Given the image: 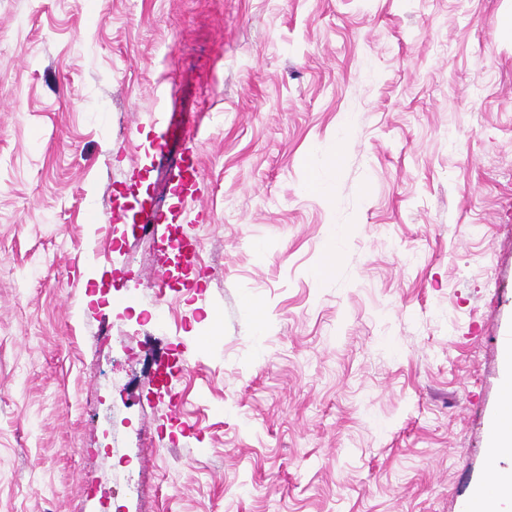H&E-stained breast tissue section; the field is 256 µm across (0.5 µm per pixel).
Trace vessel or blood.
I'll list each match as a JSON object with an SVG mask.
<instances>
[{"instance_id": "vessel-or-blood-1", "label": "vessel or blood", "mask_w": 512, "mask_h": 512, "mask_svg": "<svg viewBox=\"0 0 512 512\" xmlns=\"http://www.w3.org/2000/svg\"><path fill=\"white\" fill-rule=\"evenodd\" d=\"M173 179L178 184L180 199L176 206L168 211L158 212L150 206L141 209V222L144 231L151 233L158 244L160 254H167L171 249H180L186 263H194L199 249L197 238L184 235L178 238L168 233L173 224H198L203 222L205 211L198 202L203 197L206 187L199 177V162L195 148H188L185 157Z\"/></svg>"}]
</instances>
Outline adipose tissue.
<instances>
[{
	"mask_svg": "<svg viewBox=\"0 0 512 512\" xmlns=\"http://www.w3.org/2000/svg\"><path fill=\"white\" fill-rule=\"evenodd\" d=\"M507 371L503 379L505 403L495 415L488 430L494 459L500 464L498 473L507 478L510 486L498 492L479 488L463 504L462 512H512V464H506L508 449L512 448V351L505 355Z\"/></svg>",
	"mask_w": 512,
	"mask_h": 512,
	"instance_id": "adipose-tissue-1",
	"label": "adipose tissue"
}]
</instances>
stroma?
I'll return each instance as SVG.
<instances>
[{
	"mask_svg": "<svg viewBox=\"0 0 512 512\" xmlns=\"http://www.w3.org/2000/svg\"><path fill=\"white\" fill-rule=\"evenodd\" d=\"M511 9L0 0V512H460L512 339ZM192 143L200 279L159 302L139 211Z\"/></svg>",
	"mask_w": 512,
	"mask_h": 512,
	"instance_id": "obj_1",
	"label": "stroma"
}]
</instances>
